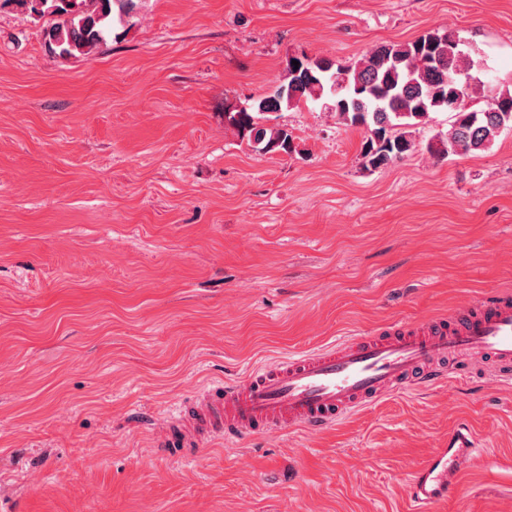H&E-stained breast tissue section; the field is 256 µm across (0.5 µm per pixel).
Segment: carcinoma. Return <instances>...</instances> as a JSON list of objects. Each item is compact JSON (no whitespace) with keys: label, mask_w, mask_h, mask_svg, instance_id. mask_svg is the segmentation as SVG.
<instances>
[{"label":"carcinoma","mask_w":512,"mask_h":512,"mask_svg":"<svg viewBox=\"0 0 512 512\" xmlns=\"http://www.w3.org/2000/svg\"><path fill=\"white\" fill-rule=\"evenodd\" d=\"M30 14L57 21L43 32L45 45L61 55H91L112 29L114 17L132 12L135 0H15ZM464 41L451 29L429 31L411 41L382 44L348 66L324 58L287 61L274 91L249 107L226 108L224 118L238 136L261 154L295 151L288 129L258 122V115L294 103L330 100L346 125L363 126L369 137L362 154L378 169L404 158L414 147L405 129L426 123L434 112H448V132L438 152L486 151L512 129V93L471 74L475 63ZM489 96L482 109H451L460 97Z\"/></svg>","instance_id":"1"}]
</instances>
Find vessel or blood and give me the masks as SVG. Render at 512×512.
Masks as SVG:
<instances>
[{
	"label": "vessel or blood",
	"instance_id": "obj_1",
	"mask_svg": "<svg viewBox=\"0 0 512 512\" xmlns=\"http://www.w3.org/2000/svg\"><path fill=\"white\" fill-rule=\"evenodd\" d=\"M465 355L491 366L498 383H512V294L500 291L445 317L394 323L215 381L173 406L158 443L179 461L194 457L206 440L296 427L318 433L388 396L435 387ZM476 456L474 435L459 424L412 472L411 512H434L453 497L460 473Z\"/></svg>",
	"mask_w": 512,
	"mask_h": 512
}]
</instances>
